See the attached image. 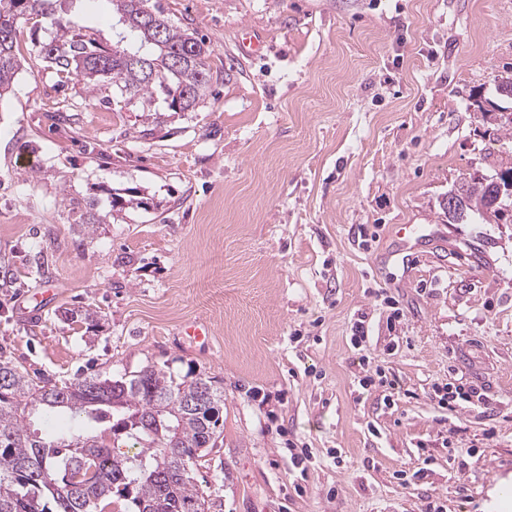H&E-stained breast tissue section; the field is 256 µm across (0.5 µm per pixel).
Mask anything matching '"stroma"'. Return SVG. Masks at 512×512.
Listing matches in <instances>:
<instances>
[{
    "instance_id": "obj_1",
    "label": "stroma",
    "mask_w": 512,
    "mask_h": 512,
    "mask_svg": "<svg viewBox=\"0 0 512 512\" xmlns=\"http://www.w3.org/2000/svg\"><path fill=\"white\" fill-rule=\"evenodd\" d=\"M149 4L212 50L195 111L58 85L49 21L18 27L0 359L60 384L211 378L223 433L192 471L208 512H484L512 471V217L452 224L442 200L512 150L474 104L512 75V0ZM115 189L135 204L111 207ZM92 200L104 223H74ZM194 322L208 344L183 336ZM364 359L395 404L360 387ZM462 380L484 404L440 407Z\"/></svg>"
}]
</instances>
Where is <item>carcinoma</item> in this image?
Wrapping results in <instances>:
<instances>
[{"label": "carcinoma", "instance_id": "cac0c4a2", "mask_svg": "<svg viewBox=\"0 0 512 512\" xmlns=\"http://www.w3.org/2000/svg\"><path fill=\"white\" fill-rule=\"evenodd\" d=\"M61 2L0 0V100L22 69L18 24L40 18L52 26L40 54L62 83L78 79L90 95H161L174 112H192L205 100L210 46L169 24L147 0H109L139 42L132 50L102 41ZM490 185L486 177L458 182L464 202L448 223L486 219ZM223 397L206 378L177 383L154 366L128 380L89 376L60 386L0 361V512H105L115 496L130 499L136 512H208L190 473L178 472L182 458L191 463L217 447ZM62 413L79 423L52 434L35 428L37 417ZM139 413L151 417L149 428L135 424ZM108 432L140 448L118 454Z\"/></svg>", "mask_w": 512, "mask_h": 512}]
</instances>
